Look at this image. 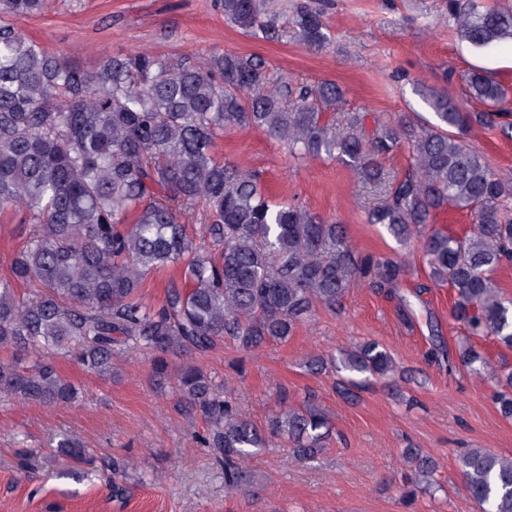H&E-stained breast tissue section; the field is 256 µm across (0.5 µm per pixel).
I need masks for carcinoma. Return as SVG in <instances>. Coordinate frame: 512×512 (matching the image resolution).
<instances>
[{
    "mask_svg": "<svg viewBox=\"0 0 512 512\" xmlns=\"http://www.w3.org/2000/svg\"><path fill=\"white\" fill-rule=\"evenodd\" d=\"M224 20L267 40L292 37L312 48L326 43L320 13L301 4L288 23L270 0H217ZM49 0H0V213L22 212L24 242L0 275V393L39 404L71 403L79 388L56 362L74 360L97 376L129 349L153 355L164 375L167 355L208 351L232 341L253 351L286 340L318 305L341 309L361 279L396 302L412 323V302L400 291L407 264L356 256L342 227L297 202L273 203L259 175L214 158L224 131L259 129L302 162L322 156L353 167L387 201L371 215L401 242L417 241L432 280L455 291L451 318L466 335L455 353L441 336L430 355L480 375L487 361L470 342L492 336L512 349V302L499 296L495 273L512 262V175L491 168L458 132L495 126L508 90L481 71L465 76L468 96L486 110L466 112L444 91L426 97L437 122L401 114L365 134V115L350 116L338 134L325 112L343 92L331 82L309 85L266 76L262 61L233 52L200 65L189 57L118 54L86 72L24 36L9 18L41 14ZM459 37L475 49L512 42V10L486 0H446ZM411 156L386 176L377 159L401 140ZM201 207V238L182 216ZM468 210L463 237L428 228L443 208ZM183 266L181 285L166 288L158 306L139 301L145 279ZM21 283L35 288L18 291ZM394 358L374 341L344 350L336 392L356 398L358 375L385 378ZM495 404L512 421V372L494 375ZM178 406L205 422L194 433L224 463L232 490L252 485L243 462L288 439L293 460L312 462L326 450L332 421L320 407L279 396V410L259 427L214 391L204 372L188 366L177 380ZM402 454L408 472L401 496L441 490L438 464L419 448ZM476 512H512V457L469 448L459 458Z\"/></svg>",
    "mask_w": 512,
    "mask_h": 512,
    "instance_id": "carcinoma-1",
    "label": "carcinoma"
}]
</instances>
